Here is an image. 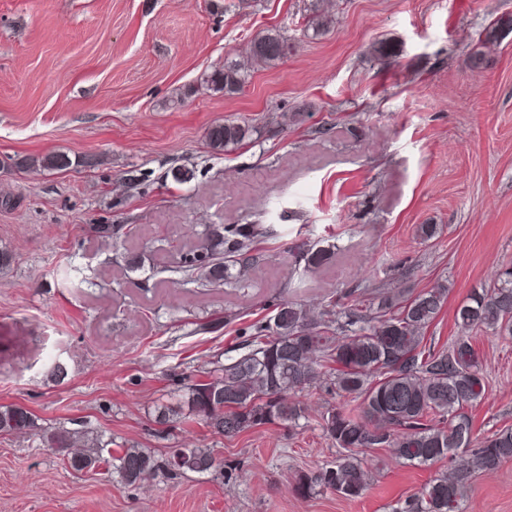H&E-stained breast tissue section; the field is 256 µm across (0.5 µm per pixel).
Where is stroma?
<instances>
[{"label":"stroma","instance_id":"stroma-1","mask_svg":"<svg viewBox=\"0 0 512 512\" xmlns=\"http://www.w3.org/2000/svg\"><path fill=\"white\" fill-rule=\"evenodd\" d=\"M319 14L333 24L316 35ZM268 30L288 43L278 64L236 94L209 89ZM378 41L395 56L374 57ZM284 112L300 118L281 124ZM243 120L258 129L251 141L210 148V126ZM53 151L99 164L25 167ZM254 222L275 235L250 280L170 282L193 225ZM99 224L136 230L107 242ZM423 224L438 225L434 239L421 241ZM296 247L314 258L297 290ZM0 249L14 257L0 274V405L159 457L212 448L232 471L128 486L0 435V512H393L446 462L375 449L359 497L292 491L337 455L321 427L344 403L334 393L298 394L299 426L231 439L197 420L161 426L155 409L282 298L317 307L340 290L410 296L444 280L426 334L440 347L459 335L461 301L512 265V0H0ZM471 343L488 381L468 410L483 438L512 428V339L475 330ZM55 359L66 384L50 376ZM461 510L512 512V459L475 473Z\"/></svg>","mask_w":512,"mask_h":512}]
</instances>
